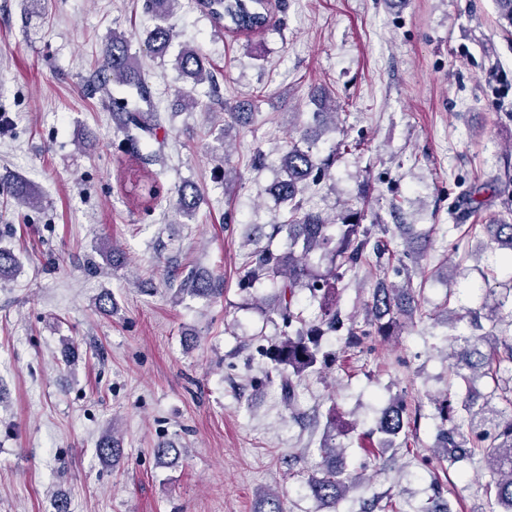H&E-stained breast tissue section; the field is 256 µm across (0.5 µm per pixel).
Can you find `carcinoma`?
Instances as JSON below:
<instances>
[{
	"label": "carcinoma",
	"instance_id": "1",
	"mask_svg": "<svg viewBox=\"0 0 512 512\" xmlns=\"http://www.w3.org/2000/svg\"><path fill=\"white\" fill-rule=\"evenodd\" d=\"M178 0H145V9L155 20L154 28L145 40V50L153 57L164 56L174 39V32L168 19ZM271 0H203V7L209 15L224 21V30L236 33H253L267 26L270 21ZM181 75L198 84L212 81L210 69L206 67L205 56L195 47L184 46L176 58ZM95 78L111 81L133 88L142 108L132 106L124 97H112V111L119 113L122 129L136 135L129 138L131 146L139 140H154L157 127L148 116L151 111L144 80L136 58L130 53V42L123 34L112 33L111 42L102 53ZM329 162L316 159L312 147H300L294 143L287 146L281 159L282 174L271 188L274 197L290 206L288 217L275 225L276 231L288 235V251L275 252L270 247H256L242 267L240 286L249 287L255 282L273 279L277 284L275 304L271 311L280 321L278 343L267 350L268 358L280 377L285 393L286 405L294 407L295 381L317 370V366L328 367L332 357L323 352L324 337L346 330L347 347L358 348L373 334L388 335L391 328L402 317L413 318L417 312L414 305L413 288L407 284L396 288L381 280L374 288L371 304L367 306L364 325H345L340 310L336 309V280L342 276L341 269L355 268L366 258L373 228L387 231L386 225L363 226L346 215L341 218L339 231L333 236L329 229L336 221L302 210L300 196L311 183H317L325 176ZM12 194L17 203L25 207L38 204L35 190L25 182H18ZM198 191L187 193V187L177 190V205L181 213L194 212ZM490 240L512 252V224L485 225ZM320 251L329 257L330 265L323 271L309 266L306 257ZM190 289L203 296L219 293L211 278L188 281ZM309 291L312 297H320V316L310 321L299 307V295ZM512 308V294L485 295L481 311L470 316V325L481 331L479 335L461 336L462 344L454 350L452 358L453 381L460 380L468 387L467 394L460 400V408L467 414L468 431L454 426L448 427L455 412L452 401L446 397L436 401L440 419L437 427V443L433 455L441 458H470L478 455L483 460L491 480L487 484V508L485 512H512V416H505L495 400L500 399L512 406V388L499 385L500 367L512 364V344L483 331L480 318L488 320L501 317L506 308ZM490 378L494 382L492 392L484 396L477 391V383ZM407 405L398 400L384 410L376 425L380 435L376 452L383 454L396 447V440L406 434L405 416ZM343 449L331 443L321 448L324 457L319 474L307 479L312 496L330 507L340 502L349 490L350 483L361 478L359 474L345 473L336 467V456ZM256 512H283L280 495L268 490L257 494Z\"/></svg>",
	"mask_w": 512,
	"mask_h": 512
}]
</instances>
